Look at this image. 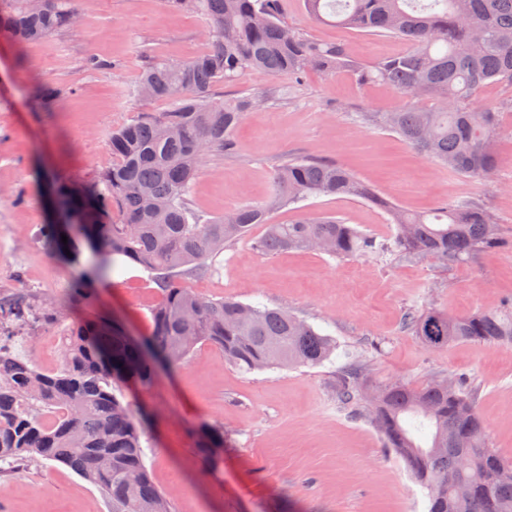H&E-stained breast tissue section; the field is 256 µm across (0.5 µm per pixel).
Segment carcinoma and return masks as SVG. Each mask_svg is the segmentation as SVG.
I'll list each match as a JSON object with an SVG mask.
<instances>
[{
  "mask_svg": "<svg viewBox=\"0 0 512 512\" xmlns=\"http://www.w3.org/2000/svg\"><path fill=\"white\" fill-rule=\"evenodd\" d=\"M75 0H0V37L18 44L51 38L74 27ZM171 10L206 20L208 47L187 60L150 62L133 89L141 106L132 122L112 131V167L80 192L57 191L54 205L89 237L95 274L107 258L123 257L152 275L161 295L151 313L147 343L171 368L188 364L195 347L212 345L242 373L316 366L336 352V340L286 308L209 298L183 285L214 271L215 258L262 224L254 241L263 255L319 251L348 258L373 253L408 261L435 259L442 267L498 248L503 238L486 208L472 199L449 200L430 212L408 213L380 196L345 166L291 158L272 173L268 198L220 217L194 209L190 195L201 167L236 150L233 134L273 93L224 98L216 87L247 70L298 80L310 68L347 70L361 85L380 81L408 98L393 112H363V122L398 134L420 155L472 180L491 176L498 159L492 141L499 124L493 108L477 110L473 93L490 84L512 86V0H304L318 21L331 17L349 28L404 39L410 49L371 65L343 44L310 41L282 21L283 0H163ZM164 102L163 112L144 106ZM320 195L362 199L390 215L389 241L378 243L330 216L299 215L286 223L271 212ZM121 216L112 223V212ZM43 239L67 253L53 225ZM71 300L91 309L82 279ZM53 300L31 304L26 292L0 299V317L34 322L55 313ZM405 326L428 350L458 342L512 347V303L467 316L424 306ZM151 363L140 347L110 333L97 319L75 323L62 363L37 369L0 346V473L30 461L59 463L94 486L111 512H174L147 469L144 433L123 381L148 382ZM365 366L346 363L338 397L366 410L371 423L406 464L429 499L428 512H512V460L489 447L476 391L459 379L415 387L384 381L370 388ZM224 430H204L196 453L220 462ZM473 486L457 494L455 483Z\"/></svg>",
  "mask_w": 512,
  "mask_h": 512,
  "instance_id": "1",
  "label": "carcinoma"
}]
</instances>
